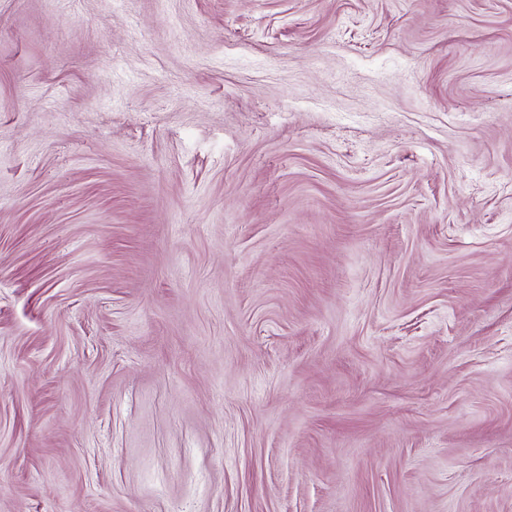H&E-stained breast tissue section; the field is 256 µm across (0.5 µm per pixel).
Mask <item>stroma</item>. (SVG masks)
Listing matches in <instances>:
<instances>
[{
    "label": "stroma",
    "mask_w": 512,
    "mask_h": 512,
    "mask_svg": "<svg viewBox=\"0 0 512 512\" xmlns=\"http://www.w3.org/2000/svg\"><path fill=\"white\" fill-rule=\"evenodd\" d=\"M0 512H512V0H0Z\"/></svg>",
    "instance_id": "1"
}]
</instances>
